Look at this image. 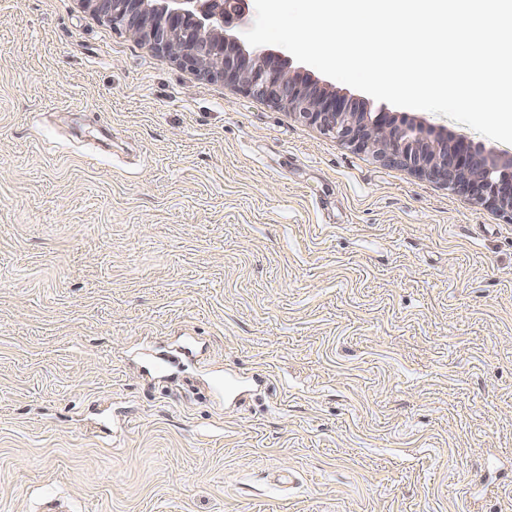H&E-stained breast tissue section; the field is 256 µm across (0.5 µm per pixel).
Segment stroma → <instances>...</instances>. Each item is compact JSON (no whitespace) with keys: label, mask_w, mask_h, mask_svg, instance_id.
<instances>
[{"label":"stroma","mask_w":512,"mask_h":512,"mask_svg":"<svg viewBox=\"0 0 512 512\" xmlns=\"http://www.w3.org/2000/svg\"><path fill=\"white\" fill-rule=\"evenodd\" d=\"M189 336L195 359L143 375L144 349ZM51 495L512 512V221L157 57L82 0H0V512Z\"/></svg>","instance_id":"stroma-1"}]
</instances>
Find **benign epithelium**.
<instances>
[{
  "mask_svg": "<svg viewBox=\"0 0 512 512\" xmlns=\"http://www.w3.org/2000/svg\"><path fill=\"white\" fill-rule=\"evenodd\" d=\"M100 20L148 43L160 57L285 108L305 123L388 165L437 180L512 220V162L496 165L462 139L431 140L417 125L365 112L344 96L288 73L277 57L248 52L228 29L248 0H82Z\"/></svg>",
  "mask_w": 512,
  "mask_h": 512,
  "instance_id": "1",
  "label": "benign epithelium"
}]
</instances>
